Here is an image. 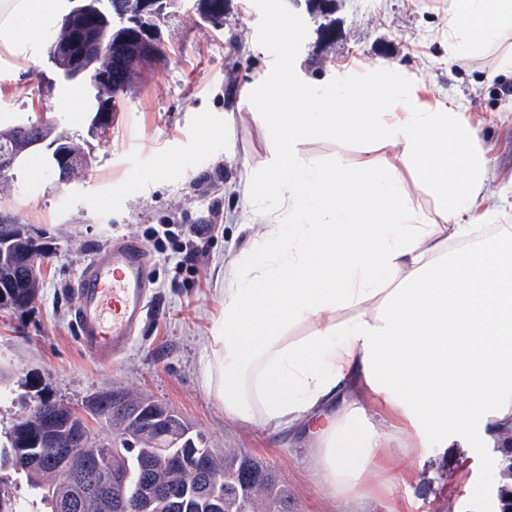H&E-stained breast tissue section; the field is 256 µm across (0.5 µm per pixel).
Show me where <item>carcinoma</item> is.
<instances>
[{
    "instance_id": "obj_1",
    "label": "carcinoma",
    "mask_w": 512,
    "mask_h": 512,
    "mask_svg": "<svg viewBox=\"0 0 512 512\" xmlns=\"http://www.w3.org/2000/svg\"><path fill=\"white\" fill-rule=\"evenodd\" d=\"M139 0H94L95 8L76 15L80 41L64 46L66 35H49L48 59L65 78L77 68L95 90L97 112L105 114L104 129L114 116L112 98L126 89L136 67L151 58L166 55L165 44L153 36L165 15L142 18ZM196 10L207 20L224 15V0H197ZM63 136L40 122H23L0 128V154L16 152L24 162L33 141L51 147L48 164L57 181L78 177L87 163L83 149L68 142L75 160L64 164L55 159L53 145ZM14 253L0 259V307L25 311L33 307L42 281L28 277L30 264L41 255L35 240L23 224L10 225ZM102 405L110 421L94 433L92 446L107 451L112 460V493L75 490L63 483L48 460L33 462L27 453L31 443L53 434L56 446L74 445L84 432L73 420L72 408L50 397L38 396L43 411L22 415L0 441V460L11 459L28 488L49 509L65 512L62 501L81 499L77 512H124L120 504L144 499L148 512H213V490L199 483L194 462L207 458L209 467L231 480L224 486L222 512H293L294 501L277 473L240 448L218 450L209 446L195 426L169 406L140 392L112 387L87 396ZM499 471L497 493L512 503V459H504Z\"/></svg>"
}]
</instances>
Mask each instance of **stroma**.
<instances>
[{
  "label": "stroma",
  "instance_id": "1",
  "mask_svg": "<svg viewBox=\"0 0 512 512\" xmlns=\"http://www.w3.org/2000/svg\"><path fill=\"white\" fill-rule=\"evenodd\" d=\"M291 22L292 48L269 35L272 11ZM448 0H225L224 20H202L196 0H177L161 38L165 62L117 96L107 132L93 129L97 104L87 79H64L39 55L0 70V121H42L84 150L88 165L59 184L37 174L48 155L38 148L0 190V223L26 225L45 252L43 288L33 309L0 308V433L25 412L36 392L72 406L110 386L144 391L188 418L215 448H240L275 470L294 498V512H481L502 460L497 449L461 456L435 447L397 452L382 492L350 501L329 496L314 476L317 462L302 429L229 419L204 380L210 331L224 315L225 272L244 263L245 224L265 200L255 181L274 144L244 102L254 85L280 74L301 84H327L338 73L369 75L378 67L404 71L429 98H453L479 118L498 181L512 180V75L498 70L500 48L466 64L448 56ZM78 100H71V93ZM301 150L316 160L341 154L360 165L378 155L371 144L315 139ZM172 159L150 178L159 158ZM222 222L204 241L196 268H177L173 251L159 252L160 224H204L212 209ZM129 236L147 250L151 308L130 350L103 365L83 351L72 323V283L82 260ZM439 474L430 490L425 474Z\"/></svg>",
  "mask_w": 512,
  "mask_h": 512
}]
</instances>
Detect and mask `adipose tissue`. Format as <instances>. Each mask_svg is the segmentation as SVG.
<instances>
[{"mask_svg": "<svg viewBox=\"0 0 512 512\" xmlns=\"http://www.w3.org/2000/svg\"><path fill=\"white\" fill-rule=\"evenodd\" d=\"M67 10L68 0H0V66L35 60ZM447 26L449 56L468 60L512 38V0H448ZM247 102L276 142L258 181L274 207L254 213L262 229L204 355L225 416L306 429L323 483L346 499L368 495L366 474L394 459L362 397L417 448L511 443L512 225L462 104L427 100L388 66L329 87L279 77ZM316 138L367 140L383 155L317 161L300 151ZM421 187L434 213L415 206Z\"/></svg>", "mask_w": 512, "mask_h": 512, "instance_id": "ef3b65f1", "label": "adipose tissue"}]
</instances>
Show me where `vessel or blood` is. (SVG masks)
Segmentation results:
<instances>
[{
	"label": "vessel or blood",
	"mask_w": 512,
	"mask_h": 512,
	"mask_svg": "<svg viewBox=\"0 0 512 512\" xmlns=\"http://www.w3.org/2000/svg\"><path fill=\"white\" fill-rule=\"evenodd\" d=\"M150 259L129 237L81 262L72 284L73 321L84 351L107 364L129 349L149 312Z\"/></svg>",
	"instance_id": "obj_1"
}]
</instances>
